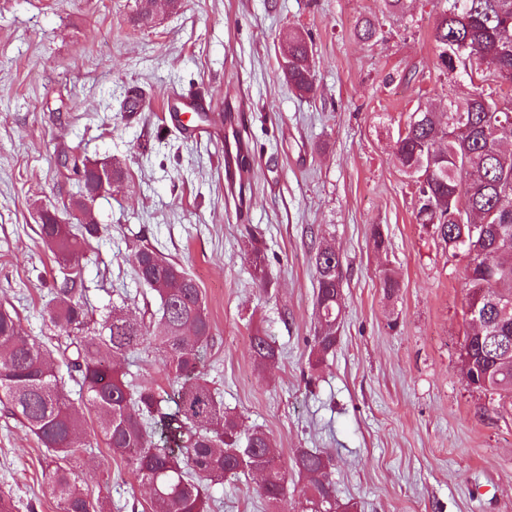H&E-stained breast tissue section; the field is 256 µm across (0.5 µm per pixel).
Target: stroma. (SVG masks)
Instances as JSON below:
<instances>
[{"mask_svg": "<svg viewBox=\"0 0 512 512\" xmlns=\"http://www.w3.org/2000/svg\"><path fill=\"white\" fill-rule=\"evenodd\" d=\"M134 3L0 0V305L49 342L40 309L63 275L39 212L69 221L78 191L59 157L119 159L126 175L92 202L100 234L79 263L89 311L152 302L129 248L152 243L199 283L213 323L202 362L225 407L243 430L266 431L282 461L324 452L339 499L357 512H512V407L461 372L465 263L418 224L393 154L410 112L445 111L474 88L436 63L441 0H407L398 14L382 0H184L148 29L128 24ZM366 17L377 41L355 35ZM292 30L312 46L306 97L281 73ZM132 95L139 111L127 109ZM175 95L204 97L218 128L246 107L254 175L240 193L224 187L220 139L166 128ZM253 236L264 287L247 259ZM322 240L342 260V317L318 364L312 257ZM388 273L400 284L390 298ZM256 329L281 353L263 370L251 358ZM45 455L0 410V497L13 512H58ZM80 472L90 497L150 512L147 490L107 448L83 454ZM212 495L215 512H268L253 474Z\"/></svg>", "mask_w": 512, "mask_h": 512, "instance_id": "stroma-1", "label": "stroma"}]
</instances>
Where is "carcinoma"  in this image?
Here are the masks:
<instances>
[{"instance_id": "1", "label": "carcinoma", "mask_w": 512, "mask_h": 512, "mask_svg": "<svg viewBox=\"0 0 512 512\" xmlns=\"http://www.w3.org/2000/svg\"><path fill=\"white\" fill-rule=\"evenodd\" d=\"M153 0H136L129 18L134 27L150 28ZM377 24L363 19L359 40L376 38ZM433 39L445 72L452 60H468L471 72L486 73L512 85V0H446ZM311 45L299 32H288L282 69L301 94L314 91ZM512 105L475 91L463 102L448 101V111L412 112L394 143L401 170L412 179L418 198L416 219L452 256L466 261V307L481 296L484 329L464 339L467 375L484 380L495 394L512 397V311L502 316L499 302H512V153L501 142L512 139ZM124 177L117 160L74 158L66 169L77 176L76 224H63L56 213H40L39 234L46 247L71 265L61 285L50 289L42 307L43 323L58 342L57 352L21 333L16 311L0 307V404L20 420L46 450L45 478L59 512H112V498H90L76 472L82 453L104 444L127 463L150 493L151 512H208L211 488L227 476L265 473L262 495L270 512H286L288 469L305 481L299 512H347L341 504L329 458L300 450L288 466L275 453L270 437L253 429L241 437L240 417L224 408L214 383L203 370L201 350L213 338V324L195 277L149 244L130 245L137 279L160 304L139 318L112 306L101 320L82 301L79 257L97 237L89 203L100 195L98 167ZM254 277L267 273L262 250L248 253ZM317 280L315 312L320 332L313 352L323 358L336 346L341 311V259L326 242L313 256ZM150 346L166 379L168 392L128 378L118 359ZM258 368L280 357L260 332L251 336ZM77 398H72V395ZM94 412L96 436L88 438L75 401Z\"/></svg>"}]
</instances>
